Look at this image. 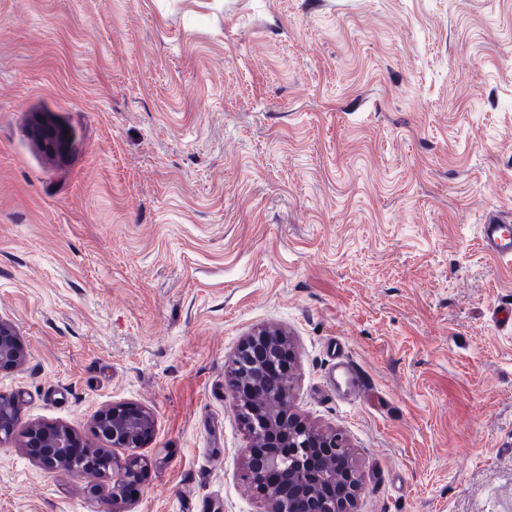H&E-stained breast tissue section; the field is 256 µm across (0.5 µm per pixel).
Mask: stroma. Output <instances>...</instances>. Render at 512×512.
Wrapping results in <instances>:
<instances>
[{"instance_id": "35a3bbf8", "label": "stroma", "mask_w": 512, "mask_h": 512, "mask_svg": "<svg viewBox=\"0 0 512 512\" xmlns=\"http://www.w3.org/2000/svg\"><path fill=\"white\" fill-rule=\"evenodd\" d=\"M497 209L512 0H0V396L89 447L113 405L153 421L118 504L0 445V512H265L232 365L265 327L353 512H512ZM336 341L378 403L329 392ZM512 220L496 211L489 212L480 225L483 250L498 259L512 258ZM10 328L0 323V368L18 364V347Z\"/></svg>"}]
</instances>
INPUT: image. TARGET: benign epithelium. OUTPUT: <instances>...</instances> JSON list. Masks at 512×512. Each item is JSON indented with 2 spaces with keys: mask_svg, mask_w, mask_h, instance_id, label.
Masks as SVG:
<instances>
[{
  "mask_svg": "<svg viewBox=\"0 0 512 512\" xmlns=\"http://www.w3.org/2000/svg\"><path fill=\"white\" fill-rule=\"evenodd\" d=\"M45 145L55 151L66 142L65 133L55 127L42 132ZM284 334L276 330L254 332L243 351L235 359V396L247 405L255 416L251 425L252 444L245 449L247 464L242 480L258 490L267 503V512H352L359 483L352 480L348 467V443L340 433L318 432L290 411L291 371L270 376V363L286 347ZM18 347L10 328L0 323V368L18 364ZM146 413L126 405L113 407L100 413L96 419V432L112 437V447L137 449L141 447L148 428L143 426ZM71 435L49 433L34 426L27 429L26 446L38 448L36 453L44 468L60 470L66 449L71 447ZM289 449V455L301 458L317 448L326 458L324 473L308 472L295 467V480L288 487L289 503H284L282 490L274 484H264L261 473H277L286 461L280 449ZM143 474L112 472V502L127 497V488L141 482Z\"/></svg>",
  "mask_w": 512,
  "mask_h": 512,
  "instance_id": "obj_1",
  "label": "benign epithelium"
}]
</instances>
